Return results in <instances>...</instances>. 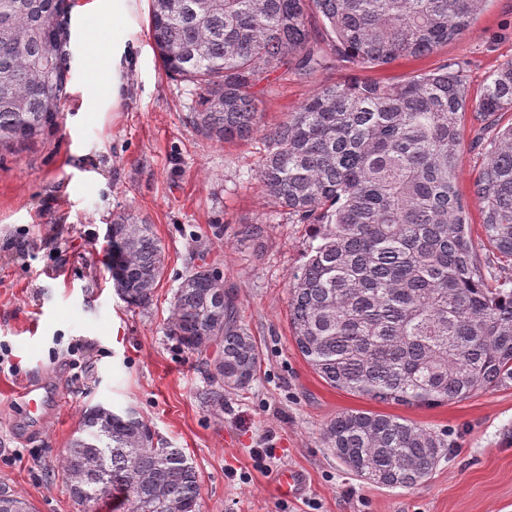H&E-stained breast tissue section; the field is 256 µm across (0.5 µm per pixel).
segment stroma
Segmentation results:
<instances>
[{
  "label": "stroma",
  "instance_id": "1",
  "mask_svg": "<svg viewBox=\"0 0 512 512\" xmlns=\"http://www.w3.org/2000/svg\"><path fill=\"white\" fill-rule=\"evenodd\" d=\"M69 0L67 96L54 126L0 153V486L34 512H76L60 462L86 408H136L160 448H179L199 475L203 512H512V387L434 407L384 404L329 386L298 350L288 322L292 273L308 231L267 195L256 175L261 138L205 139L188 121L194 84L168 76L139 0L128 22L112 24V0H98L110 22L100 38ZM123 46L119 103L103 99L113 45ZM512 60V0H486L469 29L430 56L359 70L347 62L312 77L275 73L262 83L263 127L296 111L320 84L363 74L379 81L448 63L471 95ZM99 65L96 86L85 80ZM95 111H87L90 100ZM492 138L475 113L461 123L457 176L473 234L481 207L473 183L487 160L477 135ZM146 216L165 256L150 308L128 307L107 268L106 228L114 214ZM249 224L262 238L245 236ZM219 272L237 297L241 324L261 364L244 391L221 406L203 403V367L165 334L170 301L193 254ZM51 393L42 419L18 390ZM397 415L445 435L452 448L419 485L388 488L348 470L327 447L325 425L338 414ZM300 475L303 492L283 497L276 477Z\"/></svg>",
  "mask_w": 512,
  "mask_h": 512
}]
</instances>
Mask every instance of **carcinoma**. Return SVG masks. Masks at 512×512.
I'll return each mask as SVG.
<instances>
[{
	"instance_id": "cac0c4a2",
	"label": "carcinoma",
	"mask_w": 512,
	"mask_h": 512,
	"mask_svg": "<svg viewBox=\"0 0 512 512\" xmlns=\"http://www.w3.org/2000/svg\"><path fill=\"white\" fill-rule=\"evenodd\" d=\"M66 0H0V150L54 125L66 98ZM486 0H152L163 69L200 90L189 121L217 142L263 132L256 174L311 230L288 312L296 344L330 386L381 403L434 406L512 385V125L490 142L474 181L483 238L457 190L460 116L512 112V62L478 98L443 64L395 82L325 83L278 125L261 124L257 88L278 71L311 76L330 55L363 69L421 58L468 30ZM107 259L117 295L146 309L164 257L147 219L113 216ZM167 335L202 362L208 400L244 390L261 356L233 294L194 264L173 293ZM324 439L356 475L412 488L448 440L411 420L341 413ZM79 512L124 491L128 512H202L198 475L178 448H157L136 411L90 407L60 464ZM0 512H29L0 488Z\"/></svg>"
}]
</instances>
